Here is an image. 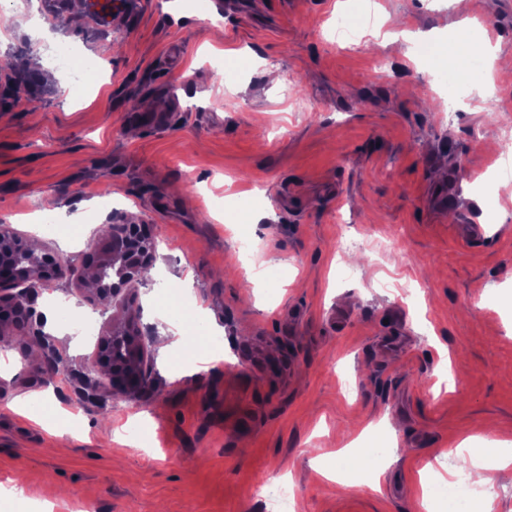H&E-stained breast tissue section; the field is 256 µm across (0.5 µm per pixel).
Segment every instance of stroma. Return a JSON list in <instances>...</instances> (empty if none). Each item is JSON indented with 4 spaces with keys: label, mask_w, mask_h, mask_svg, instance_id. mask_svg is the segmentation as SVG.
<instances>
[{
    "label": "stroma",
    "mask_w": 512,
    "mask_h": 512,
    "mask_svg": "<svg viewBox=\"0 0 512 512\" xmlns=\"http://www.w3.org/2000/svg\"><path fill=\"white\" fill-rule=\"evenodd\" d=\"M378 2L376 32L348 42L334 20L363 0H136L104 28L80 0H36L28 34L6 21L17 0H0L7 50L34 61L0 69V225L75 264L111 224L157 241L135 290L142 392L97 391L103 320L73 282L34 302L39 354L0 328V480L25 489L0 512H39L56 487L70 512H266L254 488L284 485L289 512H422L429 462L459 469L449 448L486 429L512 443V192L488 182L486 148L512 128V74L493 105L462 103L447 123L408 57L455 21L449 0ZM475 3L512 56V0ZM397 18L408 37L374 48ZM64 46L100 91L54 71ZM263 59L290 83L259 76ZM257 189L267 217L253 224L237 202ZM201 325L224 353L206 371L192 364ZM36 392L76 418L71 449L48 453L17 413ZM137 415L141 447L98 440ZM370 425L391 448L380 491L337 485L320 457L377 447Z\"/></svg>",
    "instance_id": "obj_1"
}]
</instances>
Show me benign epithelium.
Listing matches in <instances>:
<instances>
[{
    "instance_id": "7a95c632",
    "label": "benign epithelium",
    "mask_w": 512,
    "mask_h": 512,
    "mask_svg": "<svg viewBox=\"0 0 512 512\" xmlns=\"http://www.w3.org/2000/svg\"><path fill=\"white\" fill-rule=\"evenodd\" d=\"M116 258L121 260V272L102 292L112 300V306L125 308L128 316L115 326L108 307L101 308L104 324L112 328L107 331L105 342L99 345L97 364L112 365V371L107 374L109 392L126 394L144 385V367L149 357L129 297L130 286L139 282L142 272L156 260V241L149 226L111 225L108 236L95 249V259L79 269L52 257L49 248L35 250L14 232L0 229V308L9 307L17 326L28 332L33 331L32 302L37 288L76 272L89 277Z\"/></svg>"
}]
</instances>
